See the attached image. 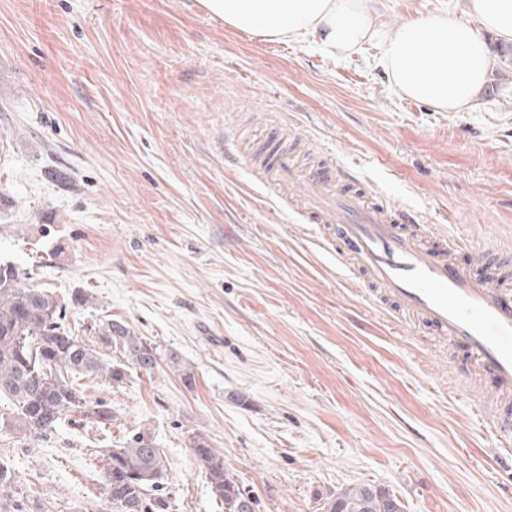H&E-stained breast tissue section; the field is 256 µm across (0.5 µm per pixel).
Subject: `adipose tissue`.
<instances>
[{"instance_id":"obj_1","label":"adipose tissue","mask_w":512,"mask_h":512,"mask_svg":"<svg viewBox=\"0 0 512 512\" xmlns=\"http://www.w3.org/2000/svg\"><path fill=\"white\" fill-rule=\"evenodd\" d=\"M233 29L274 41H313L348 56L379 40L381 63L404 97L442 112H464L483 89L491 65L484 39L512 42V0H470L473 23L446 14L404 20L379 36L362 0H200Z\"/></svg>"}]
</instances>
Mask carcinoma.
<instances>
[{
  "mask_svg": "<svg viewBox=\"0 0 512 512\" xmlns=\"http://www.w3.org/2000/svg\"><path fill=\"white\" fill-rule=\"evenodd\" d=\"M66 307L41 288L30 286L14 263L0 260V435L45 440L68 423L102 430L112 425V407L85 395L81 380L93 377L121 383L127 368L152 373L166 365L181 369L191 387L195 377L174 353L161 354L152 343L125 324L109 319L98 330L108 345H119L126 362L113 363L74 335L66 323ZM190 447L205 472L213 499L224 512H240L243 498L237 477L224 467V452L197 435ZM100 488L108 512H169L160 487L167 468L163 449L151 436L137 431L104 450ZM0 512H24L23 493L13 473L0 460ZM319 512H403L396 497L371 484L349 487L328 498Z\"/></svg>",
  "mask_w": 512,
  "mask_h": 512,
  "instance_id": "obj_1",
  "label": "carcinoma"
}]
</instances>
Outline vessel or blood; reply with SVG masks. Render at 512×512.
<instances>
[{
  "label": "vessel or blood",
  "mask_w": 512,
  "mask_h": 512,
  "mask_svg": "<svg viewBox=\"0 0 512 512\" xmlns=\"http://www.w3.org/2000/svg\"><path fill=\"white\" fill-rule=\"evenodd\" d=\"M254 161L270 182L306 183L308 218L332 230L322 248L379 289L400 318L463 348L498 393H512V275L494 268L472 275L456 261L458 241L441 251L423 247L424 230L412 215L346 190L352 173L303 176L284 147L272 156L257 151Z\"/></svg>",
  "instance_id": "obj_1"
}]
</instances>
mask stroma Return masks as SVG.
I'll use <instances>...</instances> for the list:
<instances>
[{
  "instance_id": "1",
  "label": "stroma",
  "mask_w": 512,
  "mask_h": 512,
  "mask_svg": "<svg viewBox=\"0 0 512 512\" xmlns=\"http://www.w3.org/2000/svg\"><path fill=\"white\" fill-rule=\"evenodd\" d=\"M364 5L388 34L470 18L469 0ZM381 52L264 41L199 0H0V258L67 303L85 343L121 359L91 330L119 320L196 380L131 368L89 386L112 407L107 432L0 439L26 512H99L98 449L141 429L167 457L170 512H221L196 435L257 512H317L357 483L403 512H512V455L458 383L463 349L400 322L288 207L304 183L249 162L262 142L311 141L300 170L330 153L411 211L428 248L461 239L473 272H512V68L469 111L440 112L391 86Z\"/></svg>"
}]
</instances>
